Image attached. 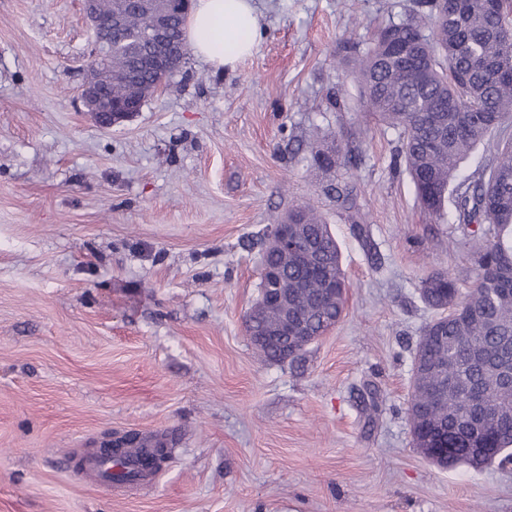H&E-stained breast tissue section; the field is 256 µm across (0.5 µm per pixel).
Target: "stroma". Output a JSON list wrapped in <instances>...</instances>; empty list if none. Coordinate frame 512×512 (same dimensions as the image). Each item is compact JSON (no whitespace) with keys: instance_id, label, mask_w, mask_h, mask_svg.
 <instances>
[{"instance_id":"obj_1","label":"stroma","mask_w":512,"mask_h":512,"mask_svg":"<svg viewBox=\"0 0 512 512\" xmlns=\"http://www.w3.org/2000/svg\"><path fill=\"white\" fill-rule=\"evenodd\" d=\"M255 4L236 69L188 54L104 130L77 98L82 0H0V512H512V465L444 469L413 445L416 344L440 315L420 281L471 287L478 241L427 220L340 61L417 0ZM351 138L354 168L304 150ZM306 201L339 243L346 310L271 362L243 328L259 241ZM127 431L174 452L109 493L76 462Z\"/></svg>"}]
</instances>
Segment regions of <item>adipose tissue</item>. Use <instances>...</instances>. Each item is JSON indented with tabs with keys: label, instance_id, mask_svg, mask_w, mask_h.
I'll use <instances>...</instances> for the list:
<instances>
[{
	"label": "adipose tissue",
	"instance_id": "adipose-tissue-1",
	"mask_svg": "<svg viewBox=\"0 0 512 512\" xmlns=\"http://www.w3.org/2000/svg\"><path fill=\"white\" fill-rule=\"evenodd\" d=\"M259 29L253 0H196L187 24L195 53L214 68L230 70L252 54ZM228 37L238 40L231 52L224 49Z\"/></svg>",
	"mask_w": 512,
	"mask_h": 512
}]
</instances>
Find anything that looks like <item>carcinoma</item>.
Instances as JSON below:
<instances>
[{
  "label": "carcinoma",
  "mask_w": 512,
  "mask_h": 512,
  "mask_svg": "<svg viewBox=\"0 0 512 512\" xmlns=\"http://www.w3.org/2000/svg\"><path fill=\"white\" fill-rule=\"evenodd\" d=\"M424 20L408 16L387 25L354 61L352 74L364 111L399 131L402 158L417 199L429 218L443 222L453 207L461 224L475 225L483 251L475 285L462 293L447 272H434L420 284L424 302L450 308L440 323L422 330L414 364L428 370L427 383L413 389L407 407L415 436L433 429L448 430L455 448L443 468L466 465L480 469L512 457V390L504 375L512 372V0H463L455 10L442 0H423ZM153 10L141 8L125 17L124 32L115 37L112 60L102 84L112 99L147 93L161 76L145 73L140 83L123 74L131 56L145 49L124 43L152 25ZM408 48L421 60L424 82L402 80L399 52ZM480 145L493 150L489 163L466 175L461 164ZM313 162L335 165L336 147L310 149ZM285 220L301 225L304 249H313L321 276L293 261L283 263L265 247L261 266L278 269L288 285V319L301 320L318 339L339 323L345 309L347 281L341 253L330 226L310 203L288 211ZM336 282V296L324 294L325 281ZM502 412L506 418L489 423L493 453L479 455L465 447L470 434L465 417L479 409ZM134 448L110 456L120 471L113 480L133 483Z\"/></svg>",
  "instance_id": "cac0c4a2"
}]
</instances>
